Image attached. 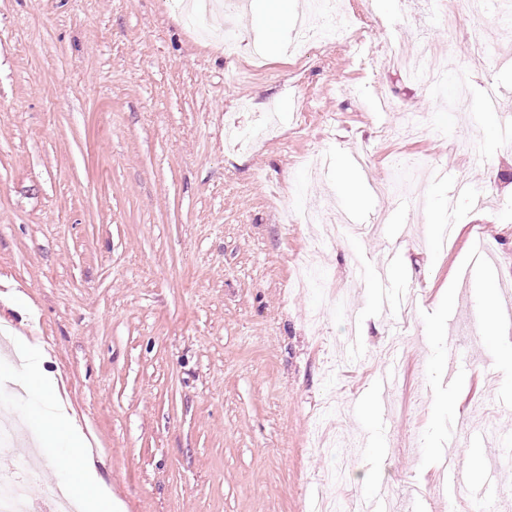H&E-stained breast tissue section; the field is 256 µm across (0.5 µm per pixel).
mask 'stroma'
<instances>
[{"mask_svg":"<svg viewBox=\"0 0 512 512\" xmlns=\"http://www.w3.org/2000/svg\"><path fill=\"white\" fill-rule=\"evenodd\" d=\"M406 7L350 0L375 17L366 40L298 69L282 51L245 76V53L225 57L204 14L171 0H0V369L13 372L15 422L42 431L20 381L24 352L44 350L118 512H308L309 498L380 482L395 501L415 490L422 512H474L467 488L437 487L451 437L471 481L497 470L500 512H512V464L478 438L512 418V335L470 323L484 290L463 282L476 234L512 280V146L483 108L485 83L512 89V68L475 62L446 26L447 0L422 5L421 33L467 87L445 107L373 56L410 42ZM381 93L400 111H374ZM412 113L428 127L418 141L403 135ZM477 134L479 169L450 151L451 137ZM340 144L370 156L372 180L407 155L472 181L488 205L447 209L446 187L427 182L400 233V194L349 201ZM314 151L333 158L316 177L301 164ZM277 193L294 209L353 203L379 230L349 251L343 225L287 229ZM438 223L455 224L453 249L436 245ZM318 236L347 309L293 285ZM385 260L389 297L411 289V311L376 310L357 282L358 264ZM452 348L471 358L453 376ZM389 352L400 369L383 397ZM339 465L346 481L322 485Z\"/></svg>","mask_w":512,"mask_h":512,"instance_id":"35a3bbf8","label":"stroma"}]
</instances>
